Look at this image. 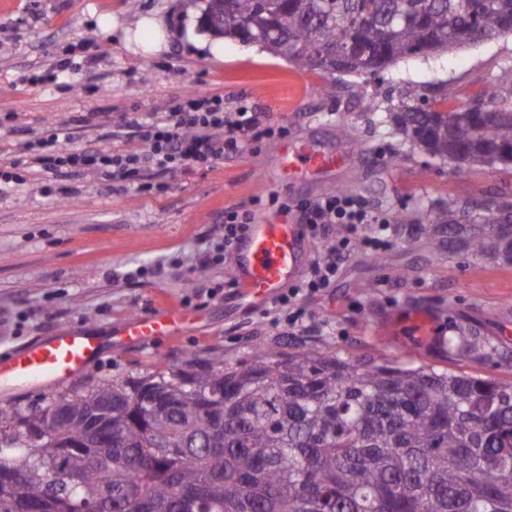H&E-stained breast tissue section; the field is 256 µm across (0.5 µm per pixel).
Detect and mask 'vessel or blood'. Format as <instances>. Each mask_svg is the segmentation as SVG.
I'll return each instance as SVG.
<instances>
[{
    "instance_id": "vessel-or-blood-1",
    "label": "vessel or blood",
    "mask_w": 512,
    "mask_h": 512,
    "mask_svg": "<svg viewBox=\"0 0 512 512\" xmlns=\"http://www.w3.org/2000/svg\"><path fill=\"white\" fill-rule=\"evenodd\" d=\"M347 156L295 141L284 142L271 166L280 178L298 187L334 183ZM308 240L302 225L277 213L251 224L236 250L232 275L248 306L259 308L297 279L306 266ZM194 314L173 307L127 320L112 332V344L145 345L161 336H177ZM101 339L81 331H57L43 340L0 358V379L15 385L64 384L78 378L103 352Z\"/></svg>"
}]
</instances>
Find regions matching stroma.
Here are the masks:
<instances>
[{"mask_svg":"<svg viewBox=\"0 0 512 512\" xmlns=\"http://www.w3.org/2000/svg\"><path fill=\"white\" fill-rule=\"evenodd\" d=\"M203 0H18L0 14V164L20 158L19 144L53 126L72 127V147L111 144L129 122L170 111L191 92L224 97L232 110L247 103L294 140L342 146L355 142L341 174L342 191L362 196L388 216L392 246L354 250L325 292L301 297L306 326L289 330L275 303L242 304L225 287L231 265L200 268L204 251L221 242L225 208L276 195L298 199L325 193L295 189L268 175L276 139L247 147L210 169L155 171L160 193L120 186L95 174L56 178L21 168L23 185L0 194V357L58 330L108 337L111 329L168 305L197 313L174 339L105 348L80 376L93 385L184 365L188 360L240 367L258 349L318 351L363 364L384 360L489 376L512 383V264L484 266L449 254L437 236L404 245L407 220L418 208H441L492 193L512 196V167L484 166L458 174L452 160L434 159L401 143L389 124L392 95L411 87H445L460 101L492 94L512 65V34L431 57H407L375 73L324 75L299 69L252 44L225 39L199 52ZM133 22L151 15L166 41L145 55L99 28L103 15ZM95 55L93 73L73 69L48 79L51 66ZM52 194H44V186ZM147 267L141 277L131 270ZM432 331L416 334L418 314ZM467 337L492 344V362L448 351ZM63 388L0 382V405L34 410Z\"/></svg>","mask_w":512,"mask_h":512,"instance_id":"stroma-1","label":"stroma"}]
</instances>
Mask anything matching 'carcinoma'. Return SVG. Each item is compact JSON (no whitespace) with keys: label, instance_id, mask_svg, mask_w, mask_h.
<instances>
[{"label":"carcinoma","instance_id":"1","mask_svg":"<svg viewBox=\"0 0 512 512\" xmlns=\"http://www.w3.org/2000/svg\"><path fill=\"white\" fill-rule=\"evenodd\" d=\"M201 22L299 69L375 73L512 33V0H204ZM505 93L470 109L447 90L389 122L459 172L512 166V68ZM431 231L489 267L512 262V200L420 211ZM478 360L494 349L449 343ZM224 393V406L199 392ZM0 512H512V384L323 353L260 351L253 364L175 368L75 388L35 411L1 409ZM43 435L32 446L31 431Z\"/></svg>","mask_w":512,"mask_h":512}]
</instances>
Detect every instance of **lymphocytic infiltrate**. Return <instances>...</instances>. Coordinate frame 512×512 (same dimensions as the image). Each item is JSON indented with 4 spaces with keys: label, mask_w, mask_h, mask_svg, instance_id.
Returning <instances> with one entry per match:
<instances>
[{
    "label": "lymphocytic infiltrate",
    "mask_w": 512,
    "mask_h": 512,
    "mask_svg": "<svg viewBox=\"0 0 512 512\" xmlns=\"http://www.w3.org/2000/svg\"><path fill=\"white\" fill-rule=\"evenodd\" d=\"M130 136L137 147H106L97 144L80 150L69 148L71 128L60 126L37 141L27 143L28 164L57 176L93 173L126 184L142 183L151 171H169L183 166L213 167L218 161L240 154L248 144L288 134L287 127L273 126L264 113L248 105L235 111L224 109L220 95L191 93L171 111L149 121H133ZM267 205L304 225L313 239L327 240L324 253L309 264L303 279L279 296L288 308V329L302 327L308 318L298 304L302 295H315L330 287L354 248L382 252L392 245L387 235L391 221L374 211L355 194L336 192L314 198L288 201L270 196ZM256 208L229 207L224 211V243L218 250L204 252L199 260L207 268L228 261L250 224Z\"/></svg>",
    "instance_id": "1"
}]
</instances>
